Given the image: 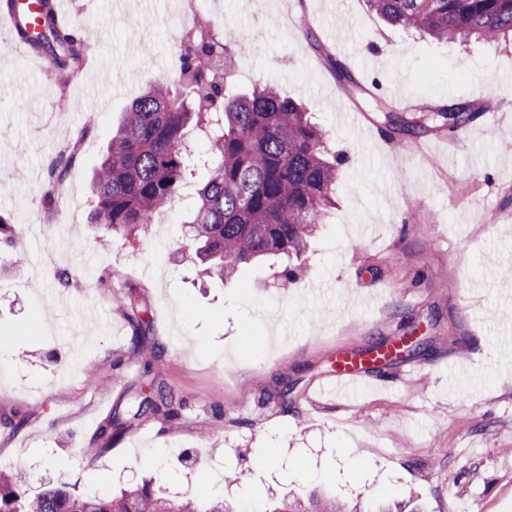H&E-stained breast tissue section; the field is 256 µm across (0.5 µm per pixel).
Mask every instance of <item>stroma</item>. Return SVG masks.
<instances>
[{
  "label": "stroma",
  "instance_id": "obj_1",
  "mask_svg": "<svg viewBox=\"0 0 512 512\" xmlns=\"http://www.w3.org/2000/svg\"><path fill=\"white\" fill-rule=\"evenodd\" d=\"M91 33L69 85L0 43V218L35 226L24 266L0 250V468L112 496L150 479L199 506H267L318 491L373 512H512V45L446 46L389 25L364 0H67ZM222 22L242 44L233 86L264 83L308 105L347 154L336 206L287 278L285 261L199 278L187 242L195 166L145 234L90 224V185L112 134L148 84L171 80L184 29ZM339 61L359 81L340 85ZM111 94L89 111L84 91ZM397 86L402 99L385 91ZM351 106L348 117L337 99ZM490 103L460 132L413 137L424 108ZM80 141L62 188L48 164ZM70 270L60 288L56 275ZM113 271L110 287L99 285ZM135 298L153 322L124 357ZM418 335L431 353L378 365L355 397L323 399L338 355ZM157 379L173 420L99 430ZM294 401L282 407L281 382ZM26 416L19 433L4 419ZM195 465H187V457Z\"/></svg>",
  "mask_w": 512,
  "mask_h": 512
}]
</instances>
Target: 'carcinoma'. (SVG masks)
<instances>
[{"label": "carcinoma", "instance_id": "1", "mask_svg": "<svg viewBox=\"0 0 512 512\" xmlns=\"http://www.w3.org/2000/svg\"><path fill=\"white\" fill-rule=\"evenodd\" d=\"M388 23L430 34L441 42L471 39L496 43L512 39V0H365ZM44 33L35 51L50 57L53 70L74 75L87 41L75 29L56 24L51 0H45ZM242 46L233 37L184 40L177 57L178 89L150 85L124 113L107 155L92 182V222L114 235L148 229L190 173L185 129L194 125L205 136L208 179L198 192L189 241L204 264L202 273L222 279L238 268L267 256L297 258L333 205L332 194L341 153H329L322 130L307 109L266 84L245 93L229 92L227 70ZM478 109L459 100L431 113L448 132L473 122ZM72 155L61 153L48 168L54 189L65 179ZM20 225L0 218V247L18 248ZM133 330L135 353L150 321L134 299L124 302ZM178 403L172 390L157 385L127 411H114L107 426L124 427L121 418L138 420L148 414L174 418ZM27 474L0 470V512H234L224 499L201 511L190 499L158 492L149 485L115 497L76 496L49 487L25 496ZM346 502L311 494L307 503L284 499L263 512H348Z\"/></svg>", "mask_w": 512, "mask_h": 512}]
</instances>
